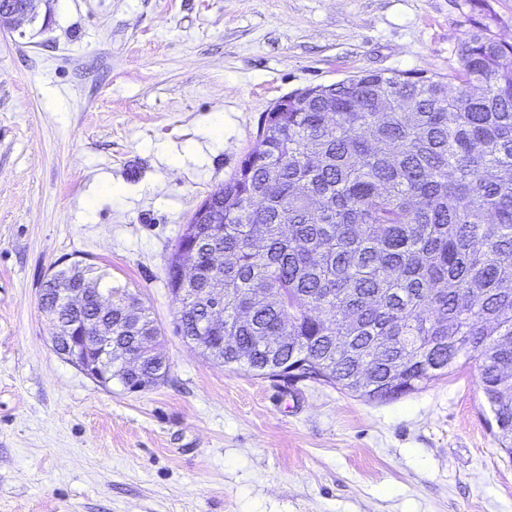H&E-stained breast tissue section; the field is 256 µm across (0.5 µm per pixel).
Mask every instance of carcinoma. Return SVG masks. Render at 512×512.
I'll return each mask as SVG.
<instances>
[{"label":"carcinoma","mask_w":512,"mask_h":512,"mask_svg":"<svg viewBox=\"0 0 512 512\" xmlns=\"http://www.w3.org/2000/svg\"><path fill=\"white\" fill-rule=\"evenodd\" d=\"M458 60L453 84L368 72L271 113L263 151L197 225L192 287L224 289L228 340L205 356L257 376L331 364L347 391L366 365L384 401L475 362L512 453V43L481 24ZM77 287L65 269L43 285ZM143 367L114 363L112 379L170 371L164 356Z\"/></svg>","instance_id":"cac0c4a2"}]
</instances>
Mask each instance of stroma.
I'll return each mask as SVG.
<instances>
[{
	"mask_svg": "<svg viewBox=\"0 0 512 512\" xmlns=\"http://www.w3.org/2000/svg\"><path fill=\"white\" fill-rule=\"evenodd\" d=\"M0 28V512H512L479 370L370 401L207 359L167 260L282 96L445 77L512 0H45ZM181 156L172 165V156ZM81 261L161 328L167 379L101 387L52 349L40 285Z\"/></svg>",
	"mask_w": 512,
	"mask_h": 512,
	"instance_id": "obj_1",
	"label": "stroma"
}]
</instances>
